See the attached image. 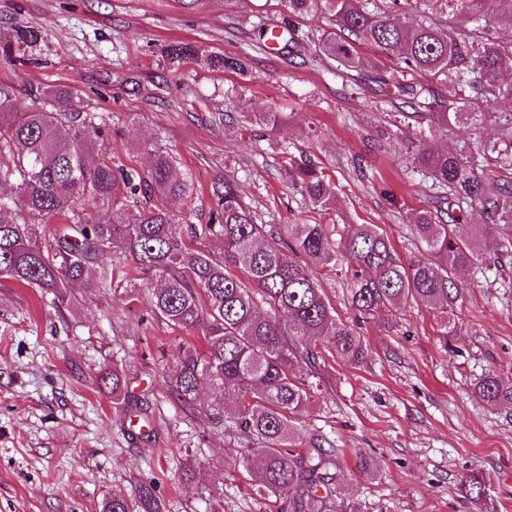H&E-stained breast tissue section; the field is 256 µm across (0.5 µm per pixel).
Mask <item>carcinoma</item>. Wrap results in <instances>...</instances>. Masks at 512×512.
Listing matches in <instances>:
<instances>
[{
	"label": "carcinoma",
	"mask_w": 512,
	"mask_h": 512,
	"mask_svg": "<svg viewBox=\"0 0 512 512\" xmlns=\"http://www.w3.org/2000/svg\"><path fill=\"white\" fill-rule=\"evenodd\" d=\"M288 24L274 30L261 21L259 43L286 40L302 44L309 34L296 20L319 15L328 29L318 42L320 55L346 71L363 65L361 47L390 63L374 73L378 85H392V105L405 118L427 124L428 132H451L476 124L477 103L491 112L512 95L497 76L512 71V47L481 37H462L456 27L426 20L416 25L399 14L420 7L461 17L484 31L490 19L512 29V0H282ZM43 40L36 26L0 33V55L24 54ZM171 66L187 60L241 76L248 57L203 54L192 43L165 49ZM245 121L272 131L286 128L282 112H250ZM107 112H79L65 88L34 96L21 107L0 87V185L16 196L0 198V278L50 297L61 308L73 301L76 286H109L124 297L148 294L158 320L197 333V341L177 348L175 368L166 374L172 397L189 412L205 414L220 427L229 419L246 442L241 463L258 482L261 497L281 502L283 512H335L340 475L337 448L322 435L307 437L302 450L298 415L321 381L328 353L349 365L366 360L361 325L386 326L404 303L415 302L439 318V335L455 332L453 315L465 288L456 280L464 267L480 266V241L512 228V113L499 123L493 141L475 139L467 149L439 152L424 145L413 163L438 187L435 209L417 211L411 222L420 258L398 261L390 238L377 224H259L239 184L228 178L212 186L215 205L205 224L175 215L171 199L190 202L193 183L177 160L157 151L150 169L113 166L105 156L89 158L110 130ZM287 171L316 210L336 207V186L309 159L288 157ZM129 195L143 205L123 208ZM105 208L106 217L76 212L78 200ZM484 223H471L474 212ZM66 221L46 234V224ZM142 276L128 287V273L115 276L112 254ZM345 279L344 298L353 317L344 320L328 298L320 276ZM112 384V404L132 410L126 379L116 370L100 377ZM214 403L198 408L203 388ZM490 407L512 405V376L491 372L475 387ZM100 512H164L154 486L141 483L131 497L112 494Z\"/></svg>",
	"instance_id": "1"
}]
</instances>
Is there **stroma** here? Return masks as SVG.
Listing matches in <instances>:
<instances>
[{
	"label": "stroma",
	"instance_id": "stroma-1",
	"mask_svg": "<svg viewBox=\"0 0 512 512\" xmlns=\"http://www.w3.org/2000/svg\"><path fill=\"white\" fill-rule=\"evenodd\" d=\"M282 11L280 0L232 11L224 0H0V30L44 34L31 58L0 56V86L24 105L64 87L81 111L111 113L113 160L145 169L154 151L174 156L196 187L195 223L208 218L212 183L228 176L257 223L377 224L409 262V217L436 197L411 163L412 130L370 89L342 81L334 61L315 60L316 43L254 48L256 17L274 24ZM175 42L248 55L250 75L166 67ZM271 109L287 113L285 131L234 120ZM287 152L323 167L335 210L313 209L289 183ZM459 278L455 336L442 339L425 307L402 306L390 325L365 328L364 365L329 359L299 416L302 434L343 448L341 497L359 512H512V408L474 394L489 371L512 375V260ZM192 339L154 319L144 295L99 288L58 309L39 289L0 279V512H99L104 497L141 482L154 483L165 512H270L236 462L243 440L167 389L176 347ZM114 369L135 414L100 386ZM364 461L378 463L375 476L360 475ZM470 477L486 480L484 502L464 489Z\"/></svg>",
	"mask_w": 512,
	"mask_h": 512
}]
</instances>
